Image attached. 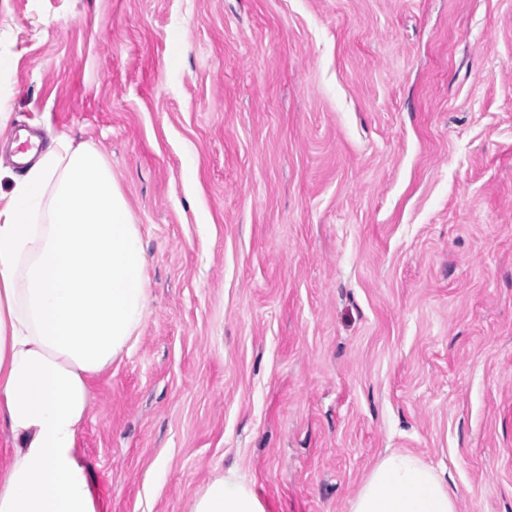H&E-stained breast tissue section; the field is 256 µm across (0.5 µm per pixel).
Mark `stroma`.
I'll return each instance as SVG.
<instances>
[{"label": "stroma", "instance_id": "1", "mask_svg": "<svg viewBox=\"0 0 512 512\" xmlns=\"http://www.w3.org/2000/svg\"><path fill=\"white\" fill-rule=\"evenodd\" d=\"M0 51V136L97 150L143 238L100 512H349L392 451L512 512V0H0ZM190 512H268V509L238 471L229 468L199 488Z\"/></svg>", "mask_w": 512, "mask_h": 512}]
</instances>
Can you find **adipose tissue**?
<instances>
[{"label":"adipose tissue","mask_w":512,"mask_h":512,"mask_svg":"<svg viewBox=\"0 0 512 512\" xmlns=\"http://www.w3.org/2000/svg\"><path fill=\"white\" fill-rule=\"evenodd\" d=\"M0 190V512H98L76 446L92 378L129 350L150 305L138 224L112 169L60 136ZM420 459L381 457L349 512H458ZM190 512H268L235 469L208 480Z\"/></svg>","instance_id":"1"}]
</instances>
